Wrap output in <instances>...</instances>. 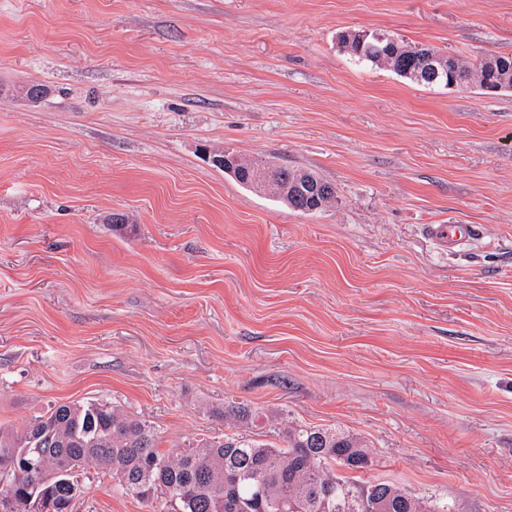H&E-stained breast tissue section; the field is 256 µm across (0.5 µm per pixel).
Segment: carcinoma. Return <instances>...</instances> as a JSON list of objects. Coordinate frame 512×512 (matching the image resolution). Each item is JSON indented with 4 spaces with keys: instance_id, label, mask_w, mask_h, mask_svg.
<instances>
[{
    "instance_id": "carcinoma-1",
    "label": "carcinoma",
    "mask_w": 512,
    "mask_h": 512,
    "mask_svg": "<svg viewBox=\"0 0 512 512\" xmlns=\"http://www.w3.org/2000/svg\"><path fill=\"white\" fill-rule=\"evenodd\" d=\"M339 43L362 61L383 65L424 85L454 83L491 91L512 85V59L495 70L455 58L445 77L408 50L381 55L365 38L341 32ZM258 176L274 168L278 181L294 187L285 204L301 213L321 212L336 202V192L315 197L317 172L290 168L265 158L243 159ZM225 423L245 432L224 439L195 438L167 452L157 447L148 422L109 402L91 400L58 405L31 417L21 430L0 429V466L12 463L19 475L0 481V497L30 494L26 472L40 465L39 492L51 496L64 512L75 482L89 467L103 470L113 487L151 505L153 512H452L446 499L416 496L385 481L357 484L343 474L373 463L366 441L337 429L289 423L279 429L283 445L261 439V420L277 423L278 415L240 403L224 407Z\"/></svg>"
}]
</instances>
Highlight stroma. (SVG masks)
<instances>
[{
	"mask_svg": "<svg viewBox=\"0 0 512 512\" xmlns=\"http://www.w3.org/2000/svg\"><path fill=\"white\" fill-rule=\"evenodd\" d=\"M344 30L512 56V0H0L1 426L98 399L167 451L242 402L364 438L356 480L512 512V91ZM225 149L337 202L294 211ZM428 224L482 232L443 253ZM82 480L76 512H152ZM362 32L369 33V35L365 36L364 43H362V36L358 37L359 34H353L349 31H342L338 35L339 43L344 48H347L358 60L383 65L399 76L410 79L413 82L424 85L445 86L447 80L448 87L451 83H455L456 87L477 86L489 92H493L491 90H496L503 83L512 85V58L508 60L506 57L499 56L500 59H506L508 65L498 66L496 70L488 71L480 68L478 64L459 58L451 59V63L448 64V72L445 73V83H443L442 76L435 77V74L427 69L425 61L419 58L412 50L399 53L398 55L392 53L387 56H381L380 49L370 46V43L375 39L378 43H385L384 45H388L390 48L394 47L398 50L400 48L409 49L406 47L405 42H403L405 40L388 34H375L376 32L364 30ZM348 34L349 37L347 36ZM373 35L374 37L372 38ZM506 89L512 88L509 85H502L498 88V91ZM241 159L245 167L251 170L252 178L273 167L275 168L274 173L277 176L278 181L283 186H288V184L290 186H294L293 193L288 195L287 201L272 196L273 198L282 201L293 210L301 213H317L333 206L336 202L335 187L316 171L301 168H290L288 166L276 164L266 158L246 159L241 157ZM241 159L239 156L231 154L229 151H222L214 156L212 161L214 164L224 169V172L236 178L238 168L241 164ZM252 178L249 181H246L243 178H237L236 180L240 184L257 191L256 188L261 182L252 181ZM314 181H320L329 185L332 188L330 196L322 197L319 195L317 199L314 196L312 189Z\"/></svg>",
	"mask_w": 512,
	"mask_h": 512,
	"instance_id": "1",
	"label": "stroma"
}]
</instances>
